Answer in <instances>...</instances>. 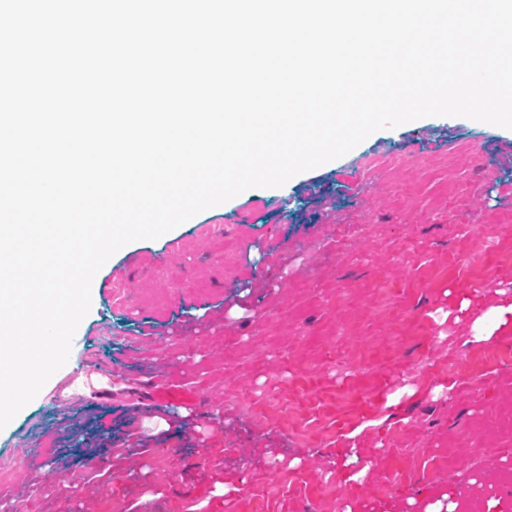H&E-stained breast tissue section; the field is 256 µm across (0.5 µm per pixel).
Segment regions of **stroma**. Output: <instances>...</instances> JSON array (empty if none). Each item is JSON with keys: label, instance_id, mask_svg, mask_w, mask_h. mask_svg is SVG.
Instances as JSON below:
<instances>
[{"label": "stroma", "instance_id": "1", "mask_svg": "<svg viewBox=\"0 0 512 512\" xmlns=\"http://www.w3.org/2000/svg\"><path fill=\"white\" fill-rule=\"evenodd\" d=\"M502 295L512 129L376 131L118 250L68 362L0 430V496L18 512H422L447 487L512 512V335L471 334ZM83 373L102 386L71 394Z\"/></svg>", "mask_w": 512, "mask_h": 512}]
</instances>
